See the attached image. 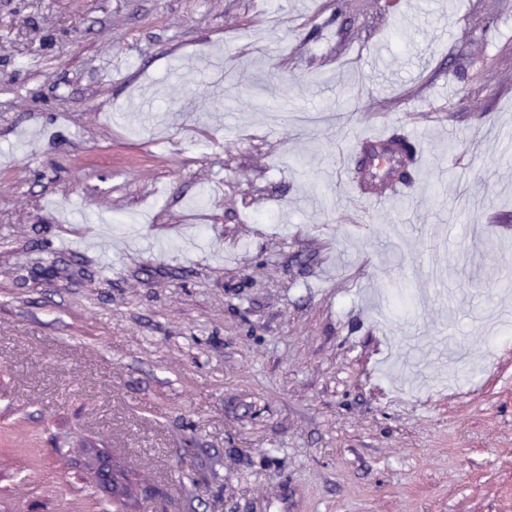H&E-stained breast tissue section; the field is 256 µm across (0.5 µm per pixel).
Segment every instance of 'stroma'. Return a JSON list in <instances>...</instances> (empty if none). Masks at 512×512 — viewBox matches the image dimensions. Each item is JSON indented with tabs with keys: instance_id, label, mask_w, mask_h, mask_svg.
Returning <instances> with one entry per match:
<instances>
[{
	"instance_id": "35a3bbf8",
	"label": "stroma",
	"mask_w": 512,
	"mask_h": 512,
	"mask_svg": "<svg viewBox=\"0 0 512 512\" xmlns=\"http://www.w3.org/2000/svg\"><path fill=\"white\" fill-rule=\"evenodd\" d=\"M508 278L512 0H0V512H512ZM390 140H391V137H386L385 133H383L381 131H367L366 133H360V134L356 135L353 138L352 145L350 146L348 152L342 157L340 166L336 170L337 178H342V176L348 172V164L351 162L352 158L357 154L356 147L359 143H362V145H363L362 148H364V145L367 143H374L377 145H381V146H383L382 150L384 152L388 153L387 157H389L390 160L394 159V157H392L391 152L386 150L387 148H390L391 150H393L390 145ZM394 149L395 150H393V151L396 152V154L398 155L399 151L396 149L395 146H394ZM400 181L388 182L384 187H371L368 190L357 187L354 191V198L365 205V207H376L385 205L391 199L402 193Z\"/></svg>"
}]
</instances>
